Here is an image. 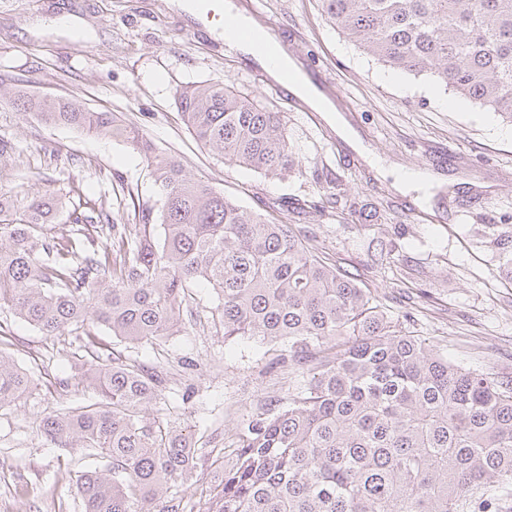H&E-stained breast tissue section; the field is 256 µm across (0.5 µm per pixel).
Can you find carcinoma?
<instances>
[{"label": "carcinoma", "instance_id": "1", "mask_svg": "<svg viewBox=\"0 0 512 512\" xmlns=\"http://www.w3.org/2000/svg\"><path fill=\"white\" fill-rule=\"evenodd\" d=\"M328 22L383 64L429 74L512 123V0H319ZM196 139L230 165L267 175L298 166L279 113L222 81L176 90ZM45 122L121 139L154 167L156 200L137 224L112 220V244L89 233L40 238L63 208L47 192L19 211L0 195V310L43 335L103 327L131 345L173 336L189 289L217 295L226 339L280 342L297 392L243 420L213 458L198 512H512V380L465 368L388 318L376 296L275 223L187 175L111 112L19 95ZM274 209L307 213L281 198ZM84 375L99 400L43 415L41 434L89 448L101 465L76 480L83 512H184L171 493L199 468L193 436L149 406L161 362L120 351ZM32 378L0 353V407Z\"/></svg>", "mask_w": 512, "mask_h": 512}]
</instances>
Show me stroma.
I'll return each instance as SVG.
<instances>
[{"instance_id": "obj_1", "label": "stroma", "mask_w": 512, "mask_h": 512, "mask_svg": "<svg viewBox=\"0 0 512 512\" xmlns=\"http://www.w3.org/2000/svg\"><path fill=\"white\" fill-rule=\"evenodd\" d=\"M239 6L272 27L299 64L329 74L332 102L383 164L445 178L429 203L392 188L321 112L279 91L222 35L167 0H0V195L21 208L47 190L126 224L138 221L136 203H154L152 169L123 140L48 124L15 104L20 91L77 97L117 114L160 155L250 210L282 197L324 201L306 217L275 216L370 289L403 330L462 367L512 377V282L495 274L499 241L512 234V124L430 76L384 81L387 66L327 24L318 0ZM63 14L82 28L58 31L53 21ZM206 80L280 113L298 168L267 176L204 148L175 91ZM217 304L212 289H195L179 333L127 351L166 363L156 407L192 433L205 459L236 447L243 415L272 409L294 389L292 363L276 360L280 344L224 339L212 324ZM84 339L49 337L0 311V351L34 381L0 408V512H83L75 478L95 457L46 440L37 421L91 398Z\"/></svg>"}]
</instances>
